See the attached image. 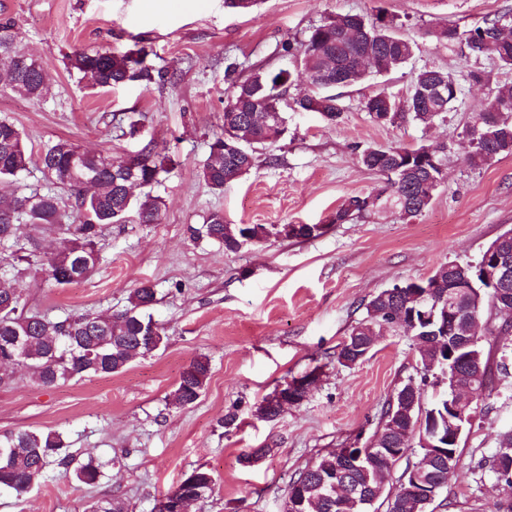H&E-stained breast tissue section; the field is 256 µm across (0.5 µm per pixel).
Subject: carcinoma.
I'll return each mask as SVG.
<instances>
[{"label": "carcinoma", "instance_id": "1", "mask_svg": "<svg viewBox=\"0 0 512 512\" xmlns=\"http://www.w3.org/2000/svg\"><path fill=\"white\" fill-rule=\"evenodd\" d=\"M500 19L487 20L469 30L465 37L467 57L478 60L492 57L512 69V28L503 31ZM19 33L5 24L0 27V87L28 98L41 96L46 75L42 66L21 49ZM414 43L394 30L393 21L379 9L372 16L337 15L311 31L298 55L303 69L314 88H330L322 76H344V85L365 80L369 68L382 74L396 70L412 58ZM145 48L116 54L110 51L75 52L69 56V67L93 88H114L137 78L148 76L143 66ZM238 64L225 68L229 86L224 100V124L233 126L235 138L224 139L220 134L210 143L209 156L202 166V179L214 190L247 174L255 166V146H271L278 142L280 129L274 122H264L271 112L287 126L286 114L317 112L333 125L344 112L339 96H319L304 92L287 97L292 83L288 70L256 72L239 80L234 77ZM457 79L447 70L425 67L415 72L411 90L404 101L384 90L366 98V106L375 109L373 121L382 125L404 122L432 124L450 111L457 99H438L427 91ZM472 141L467 161L472 166L488 164L501 156L512 155V85L497 87L485 100L474 122L464 130ZM78 146L59 140L44 149L38 157L29 151L22 131L12 122L0 119V184L8 183L20 173L38 163L52 182L70 189L74 203L67 207L52 191L32 192L35 204L21 210L26 196L0 195V243H19L22 226L34 230L58 226L70 237L54 252L42 253L34 239L27 237L28 246L13 252V259L27 268L49 272L56 284L68 285L92 274L99 262L98 237L101 229L112 224H124L134 213L142 224H156L162 200L150 188L172 163L170 156L148 151L136 156L133 167L125 159L105 165L101 155L83 152L75 155ZM360 162L367 169L386 177L387 197L354 195L336 210L331 222L343 224L369 214L386 203L400 209L403 216L421 215L432 201V191L443 182V170L437 152L420 145L378 146L363 148ZM143 189L137 198L127 199V188ZM195 240L208 239L224 247L226 252L238 251L245 236L260 243L270 235L284 238L309 239L320 235L317 224H226L221 213L211 214L204 224L189 227ZM157 302L156 291L150 284L135 289L130 305L122 312L109 316L89 313L51 320L25 310L22 297L11 281L0 278V371L9 367L12 339L28 337L24 363L34 382L51 387L85 376L109 377L124 371L133 361L159 350L166 343L164 330L146 310ZM454 306L456 331L467 334L511 336L512 323H501L486 331L480 318L484 311L500 313L494 289L477 275L476 265L448 261L440 264L433 274L422 281H411L386 293H376L366 304V317L352 327L349 336L357 339L377 335V328L398 324L405 329L415 347L423 369L421 383L408 380L388 400L382 413L375 441L390 442L395 451L391 464L380 470L361 469L352 464L360 448H337L300 470L290 482V492L302 488L307 498L317 504V512H372L376 503L386 504V512H427L429 504L411 494L397 492L394 498L384 495V480L391 465L406 454L415 460L407 464L404 474L422 469L434 482L445 484L448 466H439L428 459L431 442L448 434V392L443 391L431 401L424 398L423 386L437 384L446 370H456L458 383L474 391H485L495 377L512 375V342L504 341L493 350H485L480 342L446 363L448 356L437 353L433 345L417 340L430 336L445 321V308ZM151 337L146 341L145 337ZM210 376V361L205 356L193 358L181 372L172 394V404L178 408L194 405L202 396ZM418 436V447L403 445L410 436ZM62 434L53 431L23 430L0 435V489L26 494L36 486L54 461L70 466L61 456ZM478 467L493 473L498 483L512 488V430L502 432L496 452L478 462ZM74 477L85 485L98 483L101 465L93 460L74 466ZM185 495L205 498L215 483L211 471L199 467L186 474Z\"/></svg>", "mask_w": 512, "mask_h": 512}]
</instances>
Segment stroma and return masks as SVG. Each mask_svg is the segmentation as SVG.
Segmentation results:
<instances>
[{"mask_svg": "<svg viewBox=\"0 0 512 512\" xmlns=\"http://www.w3.org/2000/svg\"><path fill=\"white\" fill-rule=\"evenodd\" d=\"M378 7L414 42L409 63L341 89L336 124L313 112L289 113L287 135L259 151L254 169L224 190L207 186L199 173L224 128L226 64L237 62L242 78L257 68L295 69L284 44L301 46L328 17ZM494 18L512 22V0H259L248 13L224 0H0V25L22 34V47L47 75L40 99L0 91V117L23 130L33 153L66 139L112 157L155 146L174 160L152 189L163 202L159 222L105 229L100 261L83 280L60 287L45 273L16 271L11 245H0V276L14 279L27 308L54 320L113 314L148 282L157 292L150 313L168 337L165 348L109 377L46 387L21 369L0 382V433L59 432L71 455L95 460L103 472L87 486L50 465L27 494L0 490V512H86L112 499L128 512H153L198 467L216 485L190 512H283L295 473L334 449L369 447L389 396L420 379L417 353L395 327L350 368L336 362L339 344L378 291L427 278L446 261H475L512 229V156L470 166L464 136L490 89L512 84V70L491 58L469 59L461 39L436 37L447 26L464 33ZM142 47L148 77L120 87L86 89L66 66L77 50ZM425 67L462 80L453 109L428 126L374 123L365 97L383 90L405 98L413 72ZM475 68L485 83H466ZM130 116L141 123L133 138L119 130ZM414 144L438 148L443 160V183L422 215L408 219L389 206L332 223L349 197L385 185L360 164L361 147ZM215 211L228 224L325 230L310 239L272 236L230 253L188 232ZM200 354L211 363L206 389L194 406L174 407L180 374ZM312 371L318 378L305 401L274 421L258 415L264 396ZM474 406L459 466L434 512H496L504 498L477 463L512 426V378L495 380ZM229 413L236 419L226 428ZM256 448L267 456L240 464Z\"/></svg>", "mask_w": 512, "mask_h": 512, "instance_id": "obj_1", "label": "stroma"}]
</instances>
